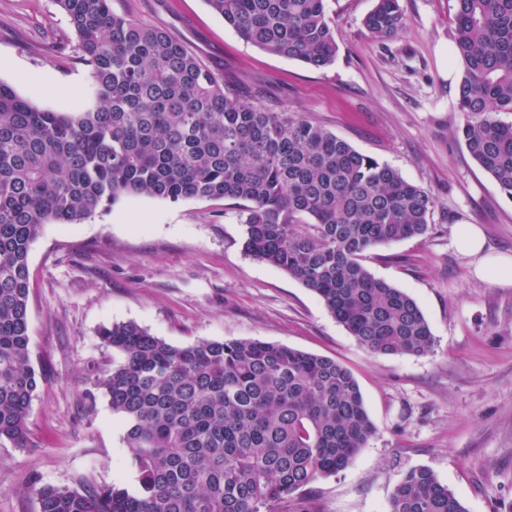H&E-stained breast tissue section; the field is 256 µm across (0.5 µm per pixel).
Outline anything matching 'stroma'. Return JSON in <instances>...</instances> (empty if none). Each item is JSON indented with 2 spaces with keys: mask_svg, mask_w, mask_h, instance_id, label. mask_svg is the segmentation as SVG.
I'll return each mask as SVG.
<instances>
[{
  "mask_svg": "<svg viewBox=\"0 0 512 512\" xmlns=\"http://www.w3.org/2000/svg\"><path fill=\"white\" fill-rule=\"evenodd\" d=\"M405 29L372 38L375 0H325L338 46L315 69L243 39L206 0H111L114 13L182 41L227 91L305 116L430 192L427 236L374 249L366 266L418 303L421 355L375 356L323 301L243 249L232 200L129 197L78 224H47L29 254L30 360L42 375L30 445L0 443V512H37L31 484L137 491L123 424L97 388L102 327L134 322L174 346L257 339L326 356L355 377L376 432L350 465L279 512H389L403 473L431 468L466 512H512V285L478 279L454 231L512 257V199L457 133L454 0H399ZM0 81L53 112L95 102L91 70L57 0H0ZM458 249L466 256H479L484 249L482 232L474 225L463 226L455 235Z\"/></svg>",
  "mask_w": 512,
  "mask_h": 512,
  "instance_id": "stroma-1",
  "label": "stroma"
}]
</instances>
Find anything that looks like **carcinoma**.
Returning a JSON list of instances; mask_svg holds the SVG:
<instances>
[{
    "label": "carcinoma",
    "instance_id": "cac0c4a2",
    "mask_svg": "<svg viewBox=\"0 0 512 512\" xmlns=\"http://www.w3.org/2000/svg\"><path fill=\"white\" fill-rule=\"evenodd\" d=\"M245 41L314 68L337 45L325 0H206ZM96 104L41 110L0 81V441L30 444L39 380L29 353L31 245L46 224H79L124 197L228 199L245 252L314 292L373 355L422 354L434 338L417 302L365 266L376 247L424 236L420 186L303 116L228 95L183 42L112 12L57 0ZM462 63L457 133L512 198V0H455ZM406 25L375 0L370 36ZM122 356L95 383L122 416L139 474L117 484L32 487L38 512H275L345 469L375 433L359 385L336 360L256 339L176 347L135 322L99 331ZM389 512H466L434 471L408 470Z\"/></svg>",
    "mask_w": 512,
    "mask_h": 512
}]
</instances>
